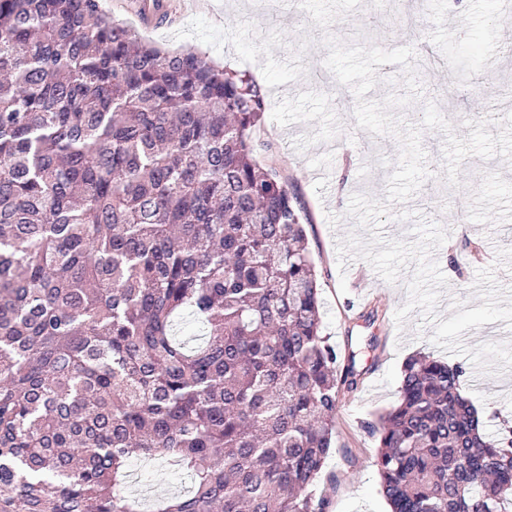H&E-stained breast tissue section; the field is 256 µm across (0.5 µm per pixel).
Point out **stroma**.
<instances>
[{
    "label": "stroma",
    "mask_w": 512,
    "mask_h": 512,
    "mask_svg": "<svg viewBox=\"0 0 512 512\" xmlns=\"http://www.w3.org/2000/svg\"><path fill=\"white\" fill-rule=\"evenodd\" d=\"M102 11L171 51L196 49L228 69L247 70L267 89L257 158L286 178L301 204L318 272L322 332L365 374L341 396L333 448L314 495L324 512H388L367 424L396 405L407 359L422 353L462 365V392L476 408L493 403L483 430L495 436L512 416V162L467 157L448 189L444 135L425 130L430 176L406 202L369 226L349 215L353 194L386 197L400 156L395 137L357 128L334 104L336 79L325 36L351 45L361 21L368 44L414 46L419 32L440 57L421 92L395 114L420 125L435 104L457 136L470 133L475 86L500 88L488 129L512 113V19L497 0H361L344 32L316 28L296 0H99ZM380 150H373L372 140Z\"/></svg>",
    "instance_id": "stroma-1"
}]
</instances>
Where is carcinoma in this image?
<instances>
[{"mask_svg":"<svg viewBox=\"0 0 512 512\" xmlns=\"http://www.w3.org/2000/svg\"><path fill=\"white\" fill-rule=\"evenodd\" d=\"M263 85L170 52L98 0H0V512H324L311 487L354 355L322 336L288 182L256 162ZM464 371L404 366L368 424L392 512H512V428ZM134 464H142L147 469L148 480L151 486L156 490L155 498L149 504L147 510L152 509V504L157 499L164 497L170 493L185 490L189 486V478L185 474L177 472L164 459L146 460L135 457L132 460L130 471ZM182 484L185 489L175 490L172 486Z\"/></svg>","mask_w":512,"mask_h":512,"instance_id":"carcinoma-1","label":"carcinoma"}]
</instances>
